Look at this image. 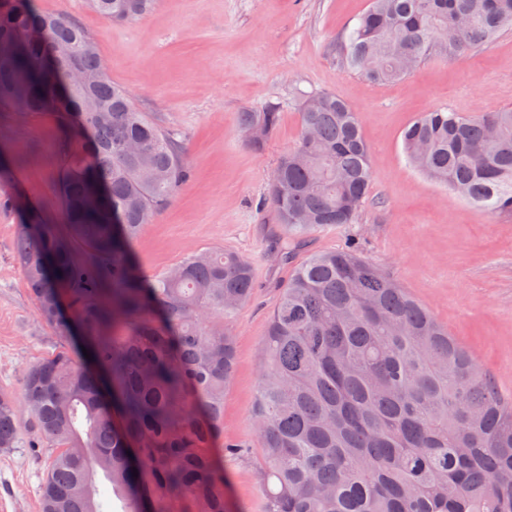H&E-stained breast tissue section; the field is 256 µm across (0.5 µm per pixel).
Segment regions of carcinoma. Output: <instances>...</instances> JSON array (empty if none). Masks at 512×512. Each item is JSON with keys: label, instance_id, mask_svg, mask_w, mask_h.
<instances>
[{"label": "carcinoma", "instance_id": "cac0c4a2", "mask_svg": "<svg viewBox=\"0 0 512 512\" xmlns=\"http://www.w3.org/2000/svg\"><path fill=\"white\" fill-rule=\"evenodd\" d=\"M88 2L103 20L125 22L158 0ZM507 28L512 0H369L336 50L346 70L387 85L437 47L466 57ZM0 45L12 47L0 55V112L68 116L57 153L77 238L26 224L14 258L40 317L81 339V350L24 370L21 400L0 394V448L18 447L24 410L51 450L42 512H104L100 471L124 512H227L224 461L245 457L244 445L224 442L229 321L254 294L252 264L231 250H194L143 280L132 244L191 177L179 133L134 106L65 12L0 0ZM298 112L299 139L265 197L286 228L271 245L282 260L311 232L356 223L371 178L354 107L320 92ZM240 120L260 131L249 145L261 150L280 110ZM402 142L432 181L512 212V109L423 112ZM259 366L262 512H512V400L355 246L311 254L282 286Z\"/></svg>", "mask_w": 512, "mask_h": 512}]
</instances>
